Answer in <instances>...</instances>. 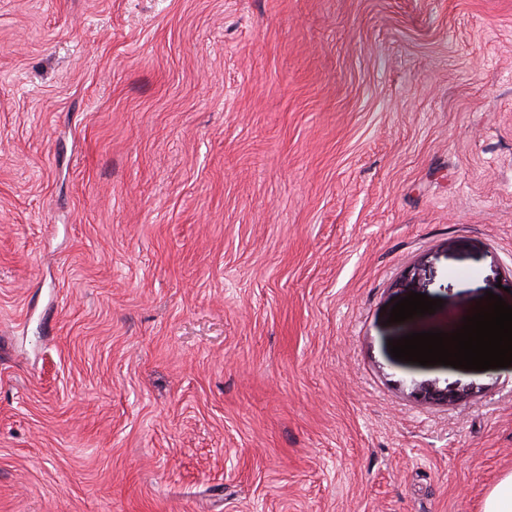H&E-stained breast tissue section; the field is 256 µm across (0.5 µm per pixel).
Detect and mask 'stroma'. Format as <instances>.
Masks as SVG:
<instances>
[{
	"label": "stroma",
	"mask_w": 512,
	"mask_h": 512,
	"mask_svg": "<svg viewBox=\"0 0 512 512\" xmlns=\"http://www.w3.org/2000/svg\"><path fill=\"white\" fill-rule=\"evenodd\" d=\"M499 286L512 0H0V512H481Z\"/></svg>",
	"instance_id": "1"
}]
</instances>
